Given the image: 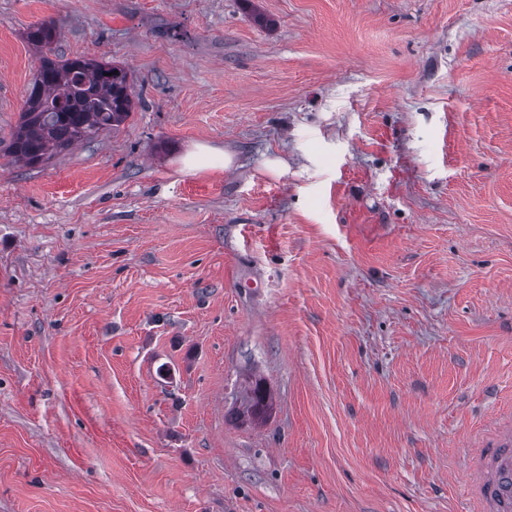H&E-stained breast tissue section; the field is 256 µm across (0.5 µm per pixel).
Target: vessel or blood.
Masks as SVG:
<instances>
[{"label": "vessel or blood", "mask_w": 512, "mask_h": 512, "mask_svg": "<svg viewBox=\"0 0 512 512\" xmlns=\"http://www.w3.org/2000/svg\"><path fill=\"white\" fill-rule=\"evenodd\" d=\"M469 488L481 512H512V430H501L473 459Z\"/></svg>", "instance_id": "b4317fda"}]
</instances>
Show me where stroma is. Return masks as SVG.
<instances>
[{"label":"stroma","instance_id":"1","mask_svg":"<svg viewBox=\"0 0 512 512\" xmlns=\"http://www.w3.org/2000/svg\"><path fill=\"white\" fill-rule=\"evenodd\" d=\"M42 21L137 105L30 167ZM511 416L512 0H0V512H476ZM230 159H226L224 162V153L209 147V146H198L197 149L188 154L183 160L184 168L192 173H204L210 170L218 168H224L226 162ZM272 404V395L261 379L248 381L239 417L248 421L262 419Z\"/></svg>","mask_w":512,"mask_h":512}]
</instances>
